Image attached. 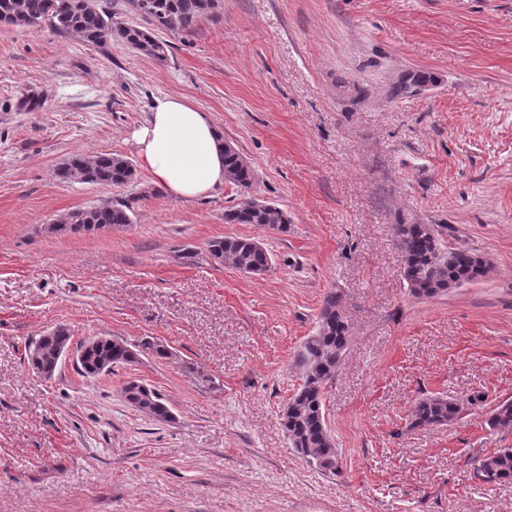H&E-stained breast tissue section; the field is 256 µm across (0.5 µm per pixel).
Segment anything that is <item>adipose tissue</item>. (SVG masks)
I'll return each mask as SVG.
<instances>
[{
  "label": "adipose tissue",
  "instance_id": "ef3b65f1",
  "mask_svg": "<svg viewBox=\"0 0 512 512\" xmlns=\"http://www.w3.org/2000/svg\"><path fill=\"white\" fill-rule=\"evenodd\" d=\"M133 139L143 167L171 197L208 195L228 181L222 133L208 113L182 97L156 98Z\"/></svg>",
  "mask_w": 512,
  "mask_h": 512
}]
</instances>
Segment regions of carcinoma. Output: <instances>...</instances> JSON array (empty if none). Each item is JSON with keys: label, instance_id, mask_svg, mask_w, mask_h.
Here are the masks:
<instances>
[{"label": "carcinoma", "instance_id": "cac0c4a2", "mask_svg": "<svg viewBox=\"0 0 512 512\" xmlns=\"http://www.w3.org/2000/svg\"><path fill=\"white\" fill-rule=\"evenodd\" d=\"M143 19L142 25H117L99 8L97 0H0V23L17 27L48 28L74 34L90 44H102L117 37L136 52L158 62L167 59V44L156 32L190 31L208 17L215 0H129ZM229 182L244 192V198L224 212L226 224L269 225L284 230L290 223L288 211L280 206L254 207L249 196L254 180L252 166H245L238 153L224 152ZM57 177L67 181L102 186L128 185L136 179L133 165L110 153L93 157L72 156L57 169ZM136 196L107 201L96 207L72 210L52 224L55 233L94 235L102 229L125 227L134 223ZM394 237L401 257L402 278L417 298H431L448 290V284H465L479 277V255L461 247L448 248L439 227L433 224H396ZM210 258L251 275H259L271 266V257L255 240L245 237H221L208 242ZM68 327L59 325L25 348L27 364L35 371L59 366L60 349L72 344ZM349 326L338 310L336 293L326 295L315 332L297 351L296 363L302 369V383L288 398L281 413V425L296 452L312 460L322 471L340 472V454L328 430L323 403L328 382L348 345ZM82 361L76 369L90 376L100 365L110 369L132 365L148 352L168 356L160 345L145 341L134 348L114 336H88L77 343ZM123 394L135 408L157 422L173 418L170 407L155 389L126 384ZM461 411L458 402L446 397H425L413 407L410 425L427 428L454 421ZM486 424L492 429L512 428V400L499 402ZM476 477L484 482L512 481V448H499L478 460Z\"/></svg>", "mask_w": 512, "mask_h": 512}]
</instances>
